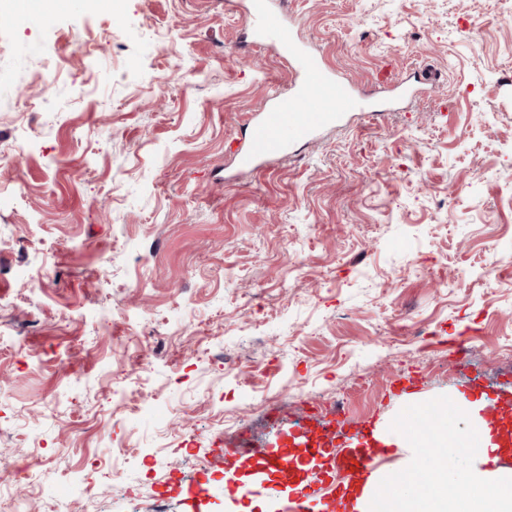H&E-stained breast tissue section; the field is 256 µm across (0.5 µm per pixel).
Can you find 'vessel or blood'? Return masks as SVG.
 Returning a JSON list of instances; mask_svg holds the SVG:
<instances>
[{
  "mask_svg": "<svg viewBox=\"0 0 512 512\" xmlns=\"http://www.w3.org/2000/svg\"><path fill=\"white\" fill-rule=\"evenodd\" d=\"M277 41L283 53L295 64L302 81L295 93L286 96L273 95L270 106L265 112L259 113L249 127L247 147L236 156L238 163L247 168L258 169L272 159L287 155L291 143L314 137L318 131L334 125L340 118L339 113L322 109L314 112L303 111V102L309 97L310 84H330L331 74L318 59L305 52L288 27H278ZM481 414L483 420L496 429L498 445L511 446L512 391L487 397ZM343 438L354 441L355 447L337 457V467L349 471L356 478L370 473L374 468L373 455L380 445L371 422L337 416L330 420L325 430L313 427L302 433L300 441L307 453L321 456L334 451L339 440ZM248 454L257 466L276 470L286 479L299 476L298 461L287 445L252 448ZM223 462L229 495L248 496L259 493L258 485L238 479L239 457L227 455Z\"/></svg>",
  "mask_w": 512,
  "mask_h": 512,
  "instance_id": "obj_1",
  "label": "vessel or blood"
}]
</instances>
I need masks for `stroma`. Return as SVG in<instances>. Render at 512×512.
<instances>
[{"label":"stroma","mask_w":512,"mask_h":512,"mask_svg":"<svg viewBox=\"0 0 512 512\" xmlns=\"http://www.w3.org/2000/svg\"><path fill=\"white\" fill-rule=\"evenodd\" d=\"M245 5L0 0V457L40 463L0 512H233L174 479L275 442L248 402L397 436L512 388V0H274L340 80L415 93L254 172L296 72Z\"/></svg>","instance_id":"35a3bbf8"}]
</instances>
